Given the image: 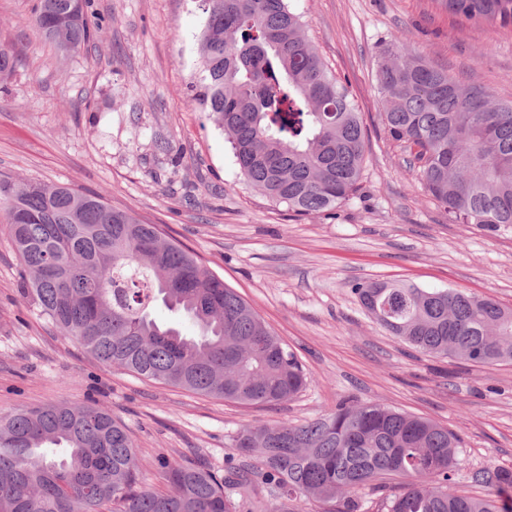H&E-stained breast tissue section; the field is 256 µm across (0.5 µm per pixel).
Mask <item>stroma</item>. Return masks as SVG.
Instances as JSON below:
<instances>
[{
  "label": "stroma",
  "mask_w": 512,
  "mask_h": 512,
  "mask_svg": "<svg viewBox=\"0 0 512 512\" xmlns=\"http://www.w3.org/2000/svg\"><path fill=\"white\" fill-rule=\"evenodd\" d=\"M35 0H0V176L96 192L155 224L223 278L294 350L297 397L243 406L108 367L61 334L21 294L20 258L0 219V413L97 404L130 430L147 484L166 489L158 456L223 468L240 428L317 417L352 397L426 417L459 434L455 489L472 471L512 468V363L455 364L381 328L355 279L452 288L512 309V226L448 215L383 123L380 48L397 40L454 79L512 100V27L486 28L438 0H289L329 73L361 114L357 190L333 210L300 214L241 174L230 144L193 101L201 84L196 0H93L104 28L63 53L31 22ZM496 51L482 56L488 39Z\"/></svg>",
  "instance_id": "obj_1"
}]
</instances>
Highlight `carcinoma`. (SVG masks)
<instances>
[{
    "mask_svg": "<svg viewBox=\"0 0 512 512\" xmlns=\"http://www.w3.org/2000/svg\"><path fill=\"white\" fill-rule=\"evenodd\" d=\"M37 0L32 21L62 52L102 28L92 0ZM202 90L195 101L224 130L246 180L295 212L347 200L365 133L348 89L304 36L288 0H198ZM489 33L512 24V0H439ZM389 135L416 147L425 191L465 224L512 225V102L464 87L399 41L378 56ZM0 210L23 263L24 291L101 363L246 406L296 397L298 355L224 280L156 225L99 194L0 178ZM350 292L418 352L477 366L512 360V310L459 290L354 281ZM162 302L196 322L181 335L151 318ZM242 461L224 471L157 459L170 489L146 485L129 429L95 406L0 414V512H512V468L476 470L483 494L457 492L463 453L447 428L377 403L343 399L300 424L245 426ZM401 490L363 493L387 478Z\"/></svg>",
    "mask_w": 512,
    "mask_h": 512,
    "instance_id": "carcinoma-1",
    "label": "carcinoma"
}]
</instances>
